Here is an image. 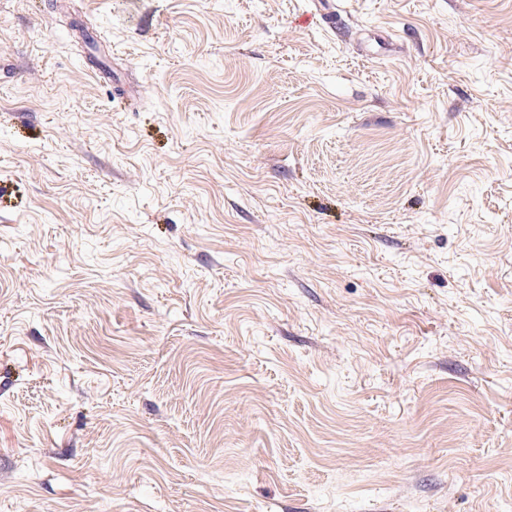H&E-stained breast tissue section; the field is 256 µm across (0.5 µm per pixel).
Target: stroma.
Segmentation results:
<instances>
[{
  "label": "stroma",
  "instance_id": "1",
  "mask_svg": "<svg viewBox=\"0 0 512 512\" xmlns=\"http://www.w3.org/2000/svg\"><path fill=\"white\" fill-rule=\"evenodd\" d=\"M0 0V512H512V0Z\"/></svg>",
  "mask_w": 512,
  "mask_h": 512
}]
</instances>
